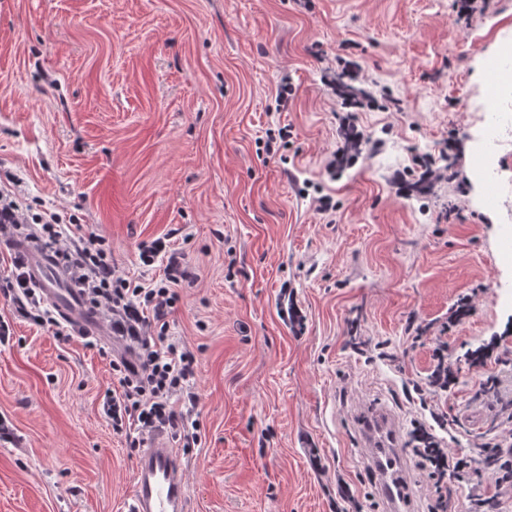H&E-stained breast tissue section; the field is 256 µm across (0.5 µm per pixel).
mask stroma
I'll return each instance as SVG.
<instances>
[{"mask_svg": "<svg viewBox=\"0 0 512 512\" xmlns=\"http://www.w3.org/2000/svg\"><path fill=\"white\" fill-rule=\"evenodd\" d=\"M508 38L512 0L470 16L455 0H0V179L17 174L32 207L104 236L118 276L162 279L165 261L144 266L137 249L157 238L196 275L169 316L198 361L191 512H333L341 479L364 512H385L353 419L379 405L409 430L397 395L426 376L432 345L407 348L408 321L440 325L476 292L448 333L461 353L512 320V136L492 184L474 149L483 113L512 122ZM339 54L398 106L358 113L385 145L332 180L324 161L346 140L324 76ZM495 62L507 83L491 97ZM283 81L296 88L284 109ZM284 126L283 157L267 155V131ZM452 133L456 179L405 195L395 174ZM308 182L339 202L335 223ZM285 289L301 332L281 314ZM0 318V512H125L135 458L99 397L127 342L105 326L95 348L57 338L2 296ZM353 327L397 365L355 353ZM454 368L438 402L463 451L491 436L494 413L482 373Z\"/></svg>", "mask_w": 512, "mask_h": 512, "instance_id": "obj_1", "label": "stroma"}]
</instances>
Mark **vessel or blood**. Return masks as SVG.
Instances as JSON below:
<instances>
[{
    "label": "vessel or blood",
    "mask_w": 512,
    "mask_h": 512,
    "mask_svg": "<svg viewBox=\"0 0 512 512\" xmlns=\"http://www.w3.org/2000/svg\"><path fill=\"white\" fill-rule=\"evenodd\" d=\"M17 249L24 259L30 284L54 306L59 316L78 327L96 329L97 312L85 305L79 289L68 286L55 258L29 241L20 242ZM357 426L367 444L374 448L377 427H385V448L381 451L375 448L371 457V466L379 476L378 492L387 512H412L411 502L398 481L400 461L391 452L398 444L394 422L384 411L375 408L360 413ZM127 512H189L185 464L165 434L149 439L136 459Z\"/></svg>",
    "instance_id": "vessel-or-blood-1"
}]
</instances>
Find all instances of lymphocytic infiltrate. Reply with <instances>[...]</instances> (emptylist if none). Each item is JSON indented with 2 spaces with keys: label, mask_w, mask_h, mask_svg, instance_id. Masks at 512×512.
Listing matches in <instances>:
<instances>
[{
  "label": "lymphocytic infiltrate",
  "mask_w": 512,
  "mask_h": 512,
  "mask_svg": "<svg viewBox=\"0 0 512 512\" xmlns=\"http://www.w3.org/2000/svg\"><path fill=\"white\" fill-rule=\"evenodd\" d=\"M32 228L36 237L59 258L70 281L85 301L103 313L111 331L129 341L133 360H112L116 386L105 392L102 413L113 432L125 436L130 450H137L144 435L166 428L185 448L202 443L198 396L193 390L195 356L169 334L168 316L174 308L180 282L194 275L178 256L168 254L162 239L138 246L143 265L166 258L164 279L141 283L116 276L112 250L105 237L85 231L83 225L64 223L55 212L31 213L19 193H0V242H11L19 229ZM0 293L14 299L20 311L53 336L70 330L31 288L21 257H12ZM433 367L424 381L414 384L423 417L414 419L412 455L429 487L428 512H495L499 499L512 497V399L501 393L498 374L502 337L468 350L470 366L486 372L479 396L495 413L496 433L480 438L471 448H450L446 437L457 424L440 410L436 398L451 392L457 377L445 336L433 337Z\"/></svg>",
  "instance_id": "lymphocytic-infiltrate-1"
}]
</instances>
